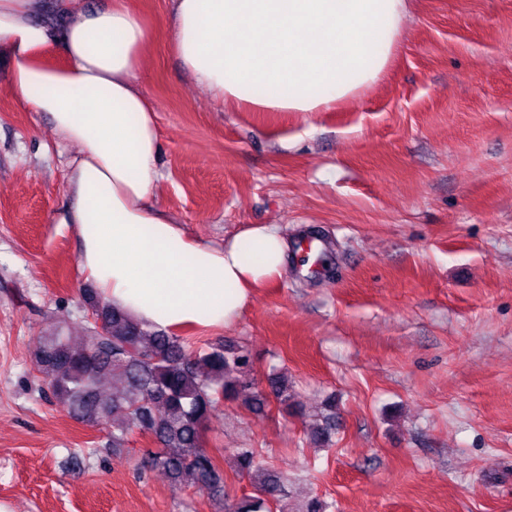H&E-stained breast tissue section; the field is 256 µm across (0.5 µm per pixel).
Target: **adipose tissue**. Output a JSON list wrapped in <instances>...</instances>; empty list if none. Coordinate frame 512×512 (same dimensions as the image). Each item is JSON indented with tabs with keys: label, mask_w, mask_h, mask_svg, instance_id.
Segmentation results:
<instances>
[{
	"label": "adipose tissue",
	"mask_w": 512,
	"mask_h": 512,
	"mask_svg": "<svg viewBox=\"0 0 512 512\" xmlns=\"http://www.w3.org/2000/svg\"><path fill=\"white\" fill-rule=\"evenodd\" d=\"M409 0H172L173 47L196 80L253 112H321L386 69ZM42 0H0L9 86L46 113L69 164L78 261L106 301L156 329L221 330L251 288L282 277L291 246L274 224L217 247L189 239L150 201L161 178L156 112L137 83L156 32L128 6L84 11L63 0L62 26ZM63 52V66L42 62Z\"/></svg>",
	"instance_id": "obj_1"
}]
</instances>
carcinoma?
I'll return each instance as SVG.
<instances>
[{
	"label": "carcinoma",
	"mask_w": 512,
	"mask_h": 512,
	"mask_svg": "<svg viewBox=\"0 0 512 512\" xmlns=\"http://www.w3.org/2000/svg\"><path fill=\"white\" fill-rule=\"evenodd\" d=\"M81 307L100 323L84 319L79 344L61 316L35 350L38 372L69 417L89 426L112 423L114 450L124 448L134 428L149 433L159 451L149 454L148 465L164 470L176 486L211 495L218 512H274L285 496V478L260 459L258 449H233L236 474L256 495L228 506L224 471L203 445L202 427L224 399L250 390L252 412L262 413L268 405L267 394L256 388L249 350L230 340L189 349L182 337L146 327L105 303L93 288L83 289ZM114 377L122 388L105 391L103 382ZM267 384L270 394L288 405L286 373L269 375ZM333 430L330 413L314 427L313 440L328 442Z\"/></svg>",
	"instance_id": "1"
}]
</instances>
